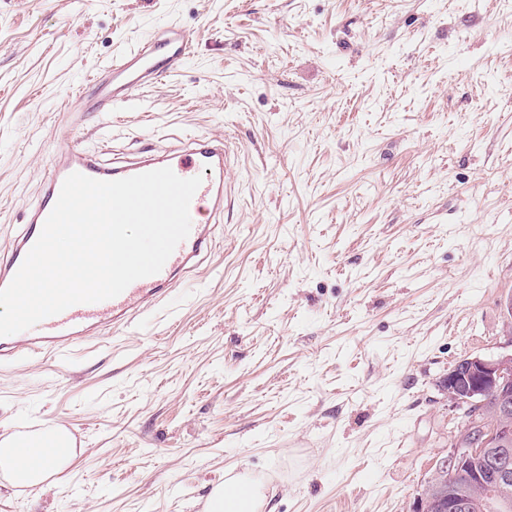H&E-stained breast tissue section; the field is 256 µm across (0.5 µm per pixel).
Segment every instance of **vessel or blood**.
<instances>
[{
    "mask_svg": "<svg viewBox=\"0 0 512 512\" xmlns=\"http://www.w3.org/2000/svg\"><path fill=\"white\" fill-rule=\"evenodd\" d=\"M191 50L189 33L179 25H167L152 38L113 56L109 64L95 67L76 95L89 99L93 111H117L136 91L155 86L177 71ZM70 116L69 122L54 130L62 147L42 179L37 200L26 212L23 229L0 258V289L11 283L52 211L64 180L75 172L111 181L168 167L184 179L201 177L192 201L207 202L211 219L206 224L193 220L188 237L177 245L159 273L134 281L115 298L73 305L33 328L13 334L0 342V360L42 357L60 361L78 345L102 338L108 329L129 327L160 306L174 286L198 269L217 245L214 227L224 219V198L231 185V149L224 137L189 136L175 149L144 150L108 165L76 144L79 113L74 110Z\"/></svg>",
    "mask_w": 512,
    "mask_h": 512,
    "instance_id": "obj_1",
    "label": "vessel or blood"
}]
</instances>
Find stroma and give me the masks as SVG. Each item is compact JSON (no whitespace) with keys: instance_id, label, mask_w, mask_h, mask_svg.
Wrapping results in <instances>:
<instances>
[{"instance_id":"35a3bbf8","label":"stroma","mask_w":512,"mask_h":512,"mask_svg":"<svg viewBox=\"0 0 512 512\" xmlns=\"http://www.w3.org/2000/svg\"><path fill=\"white\" fill-rule=\"evenodd\" d=\"M185 27L179 74L76 131L102 159L228 136L219 245L166 304L65 363H0V433L60 424L55 486L0 512H414L508 351L512 0H0V250L92 68ZM240 487L248 489L246 500L241 498ZM224 501L226 512H274V508L270 507L271 502L260 487L246 475H228L224 485H218L209 495L207 511L223 512ZM233 501H238L239 504L236 505Z\"/></svg>"}]
</instances>
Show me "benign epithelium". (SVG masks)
Returning <instances> with one entry per match:
<instances>
[{
  "label": "benign epithelium",
  "instance_id": "1",
  "mask_svg": "<svg viewBox=\"0 0 512 512\" xmlns=\"http://www.w3.org/2000/svg\"><path fill=\"white\" fill-rule=\"evenodd\" d=\"M448 401L467 408L479 434L451 449L426 483L415 512H472V504L452 491L459 478L494 492L512 483V353L468 356L441 383Z\"/></svg>",
  "mask_w": 512,
  "mask_h": 512
}]
</instances>
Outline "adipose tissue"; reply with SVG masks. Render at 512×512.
Wrapping results in <instances>:
<instances>
[{
    "instance_id": "1",
    "label": "adipose tissue",
    "mask_w": 512,
    "mask_h": 512,
    "mask_svg": "<svg viewBox=\"0 0 512 512\" xmlns=\"http://www.w3.org/2000/svg\"><path fill=\"white\" fill-rule=\"evenodd\" d=\"M69 433L64 426L51 425L45 427L34 436L21 438L14 434L0 435V463L13 465L11 474L5 475L8 485H16L17 481L29 480L46 484L52 475L63 472L69 465L68 460H60L52 471L38 473L29 469L15 467L14 461L18 452L30 456L43 454L51 445L67 439ZM270 502L260 487L248 476L237 475L226 478L223 485L215 487L208 497L207 512H269Z\"/></svg>"
}]
</instances>
